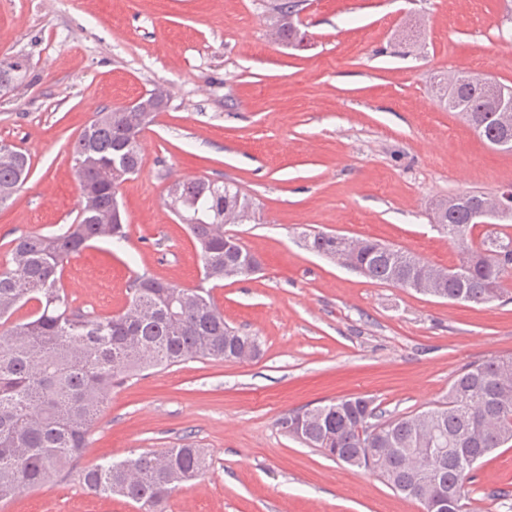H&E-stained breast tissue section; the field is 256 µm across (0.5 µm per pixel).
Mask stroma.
Instances as JSON below:
<instances>
[{
    "mask_svg": "<svg viewBox=\"0 0 512 512\" xmlns=\"http://www.w3.org/2000/svg\"><path fill=\"white\" fill-rule=\"evenodd\" d=\"M281 0H0V59L28 77L0 94V141L31 175L0 206V267L14 239L73 223L70 146L101 108L148 90L169 98L142 134L143 163L118 199L125 241L97 242L62 274L73 306L108 316L148 273L183 288L202 262L165 200L176 179L231 183L259 218L231 230L260 260L212 297L256 336L259 357L192 359L112 390L88 448L51 488L0 512H135L89 493L84 470L185 443L206 473L165 512H421L380 478L309 448L278 418L354 394L391 415L421 411L465 365L512 355V293L456 303L366 279L309 251L304 233L371 238L451 266L440 198L512 185V155L490 148L435 85L463 71L512 84V0H304L303 47L274 42ZM467 512H512V442L478 465Z\"/></svg>",
    "mask_w": 512,
    "mask_h": 512,
    "instance_id": "obj_1",
    "label": "stroma"
}]
</instances>
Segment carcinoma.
Listing matches in <instances>:
<instances>
[{"instance_id": "1", "label": "carcinoma", "mask_w": 512, "mask_h": 512, "mask_svg": "<svg viewBox=\"0 0 512 512\" xmlns=\"http://www.w3.org/2000/svg\"><path fill=\"white\" fill-rule=\"evenodd\" d=\"M295 7L291 0L282 4L273 35L299 46L306 33L294 21ZM28 72L23 57L0 60V77L13 83ZM436 97L471 126H481L484 136L502 141L500 151L512 153V102L501 106L499 84L451 73L438 81ZM157 116L136 108L95 113L71 148L81 190L75 221L51 234L16 238L0 269L1 506L23 489L53 485L87 448L90 428L120 380L193 358L241 362L260 354L258 339L230 326L205 288L142 275L123 312L97 316L74 307L62 287L69 258L93 241L127 237V225L112 223V202L130 171H140L141 135ZM30 169L25 152L0 142V206L24 187ZM168 198L200 249L203 281L250 276L252 252L226 249L237 235L224 225L256 221L251 198L233 184L205 178L173 183ZM485 203L492 207L495 198L473 192L435 203L437 228L460 253L450 269L402 247L328 232L313 234L306 246L330 259L350 250L370 280L417 293L441 289L446 300L481 305L497 299L512 278V209L474 218ZM480 221L496 230L477 232ZM28 304L33 309L26 318H13ZM277 424L310 448L346 464L355 461L408 498L420 500L436 482L448 488V512H463L474 469L512 441V356L466 365L443 400L426 410L384 419L375 399L356 395L285 413ZM425 448L448 449L446 459L427 456ZM205 470L202 449L187 444L100 463L82 481L95 494L130 500L138 512H163L172 494Z\"/></svg>"}]
</instances>
